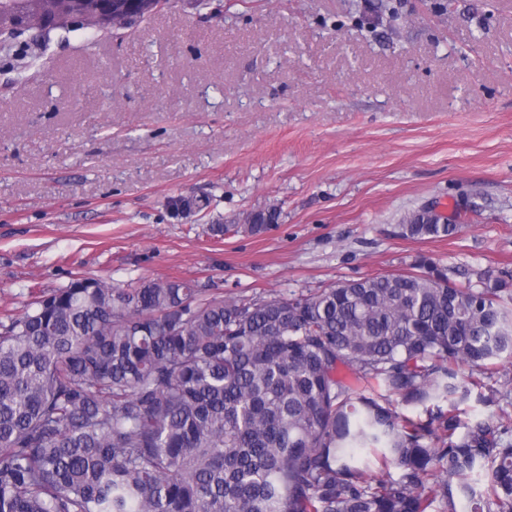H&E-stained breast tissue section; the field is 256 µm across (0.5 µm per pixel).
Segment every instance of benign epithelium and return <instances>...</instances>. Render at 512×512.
Masks as SVG:
<instances>
[{
  "instance_id": "obj_1",
  "label": "benign epithelium",
  "mask_w": 512,
  "mask_h": 512,
  "mask_svg": "<svg viewBox=\"0 0 512 512\" xmlns=\"http://www.w3.org/2000/svg\"><path fill=\"white\" fill-rule=\"evenodd\" d=\"M13 0V8L0 9V31L47 30L49 25L66 29L81 27L108 33L140 22L146 11H160L169 0Z\"/></svg>"
}]
</instances>
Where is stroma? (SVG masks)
Wrapping results in <instances>:
<instances>
[{
  "label": "stroma",
  "mask_w": 512,
  "mask_h": 512,
  "mask_svg": "<svg viewBox=\"0 0 512 512\" xmlns=\"http://www.w3.org/2000/svg\"><path fill=\"white\" fill-rule=\"evenodd\" d=\"M222 3L0 50V315L79 276L245 300L423 257L512 278V0ZM425 205L460 231L402 236Z\"/></svg>",
  "instance_id": "1"
}]
</instances>
